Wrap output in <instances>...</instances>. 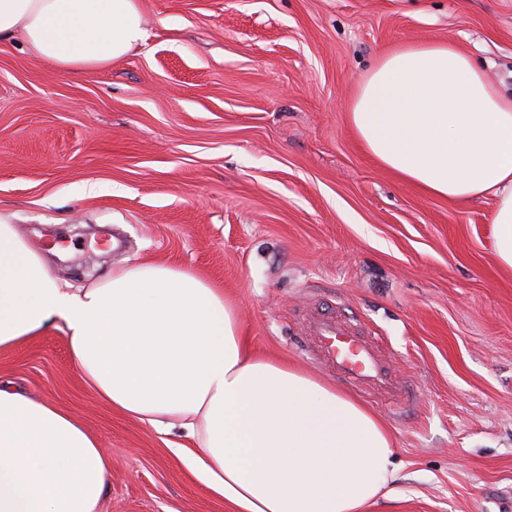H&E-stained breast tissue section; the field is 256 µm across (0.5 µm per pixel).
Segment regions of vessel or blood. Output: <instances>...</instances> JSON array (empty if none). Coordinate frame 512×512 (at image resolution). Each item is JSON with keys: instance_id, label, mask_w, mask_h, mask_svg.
Listing matches in <instances>:
<instances>
[{"instance_id": "obj_1", "label": "vessel or blood", "mask_w": 512, "mask_h": 512, "mask_svg": "<svg viewBox=\"0 0 512 512\" xmlns=\"http://www.w3.org/2000/svg\"><path fill=\"white\" fill-rule=\"evenodd\" d=\"M304 328L313 343L309 354L316 362L341 380L402 401L403 385L382 365L372 339L353 333L346 322L326 313L306 318Z\"/></svg>"}]
</instances>
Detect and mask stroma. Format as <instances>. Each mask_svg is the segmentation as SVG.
<instances>
[{
    "instance_id": "obj_1",
    "label": "stroma",
    "mask_w": 512,
    "mask_h": 512,
    "mask_svg": "<svg viewBox=\"0 0 512 512\" xmlns=\"http://www.w3.org/2000/svg\"><path fill=\"white\" fill-rule=\"evenodd\" d=\"M146 38L74 71L0 42V213L56 281L167 262L223 289L259 354L328 384L299 316L379 337L413 397L342 384L388 429L394 494L367 512H512V270L490 198L429 197L380 167L346 105L385 50L453 38L512 86V0H137ZM122 250L103 253V234ZM0 379L79 417L111 460L101 512H235L195 448L100 401L64 328L0 352Z\"/></svg>"
}]
</instances>
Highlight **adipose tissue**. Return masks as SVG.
<instances>
[{
    "instance_id": "ef3b65f1",
    "label": "adipose tissue",
    "mask_w": 512,
    "mask_h": 512,
    "mask_svg": "<svg viewBox=\"0 0 512 512\" xmlns=\"http://www.w3.org/2000/svg\"><path fill=\"white\" fill-rule=\"evenodd\" d=\"M97 66L146 36L136 0H0V41ZM348 123L384 169L430 196H493L494 253L512 269V95L454 40L377 58ZM65 326L73 361L112 409L198 443L176 456L237 512H364L390 497L395 450L361 402L253 352L221 289L166 263L64 288L0 214V351ZM109 456L74 415L0 384V512H99Z\"/></svg>"
}]
</instances>
